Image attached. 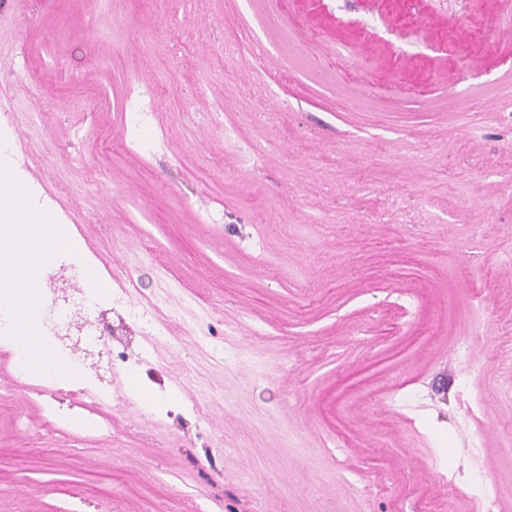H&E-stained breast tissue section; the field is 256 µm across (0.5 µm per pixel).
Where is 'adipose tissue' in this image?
Masks as SVG:
<instances>
[{
    "label": "adipose tissue",
    "instance_id": "obj_1",
    "mask_svg": "<svg viewBox=\"0 0 512 512\" xmlns=\"http://www.w3.org/2000/svg\"><path fill=\"white\" fill-rule=\"evenodd\" d=\"M27 186L10 168L0 169V306L13 316L10 342L20 351L29 373L39 379L74 380L65 363L55 359L36 322L42 307L41 276L57 252L71 241L56 230L51 213L31 208Z\"/></svg>",
    "mask_w": 512,
    "mask_h": 512
}]
</instances>
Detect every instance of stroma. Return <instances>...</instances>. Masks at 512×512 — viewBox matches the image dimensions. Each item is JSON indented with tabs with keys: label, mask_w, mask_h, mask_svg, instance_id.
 <instances>
[{
	"label": "stroma",
	"mask_w": 512,
	"mask_h": 512,
	"mask_svg": "<svg viewBox=\"0 0 512 512\" xmlns=\"http://www.w3.org/2000/svg\"><path fill=\"white\" fill-rule=\"evenodd\" d=\"M1 100L180 315L87 342L107 431L0 395V512H469L478 473L512 512V0H0ZM0 112V124L6 128H11L19 120H27L30 124L36 125L47 117L46 112L34 105L22 108L10 100L0 102Z\"/></svg>",
	"instance_id": "35a3bbf8"
}]
</instances>
